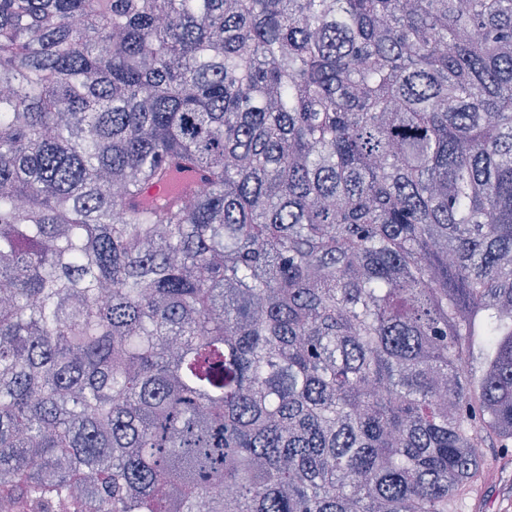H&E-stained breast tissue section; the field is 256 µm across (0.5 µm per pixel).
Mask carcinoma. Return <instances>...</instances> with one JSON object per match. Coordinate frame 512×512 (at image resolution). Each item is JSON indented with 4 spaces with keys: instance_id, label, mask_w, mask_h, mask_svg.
Instances as JSON below:
<instances>
[{
    "instance_id": "obj_1",
    "label": "carcinoma",
    "mask_w": 512,
    "mask_h": 512,
    "mask_svg": "<svg viewBox=\"0 0 512 512\" xmlns=\"http://www.w3.org/2000/svg\"><path fill=\"white\" fill-rule=\"evenodd\" d=\"M475 445L512 0H0V498L465 512Z\"/></svg>"
}]
</instances>
